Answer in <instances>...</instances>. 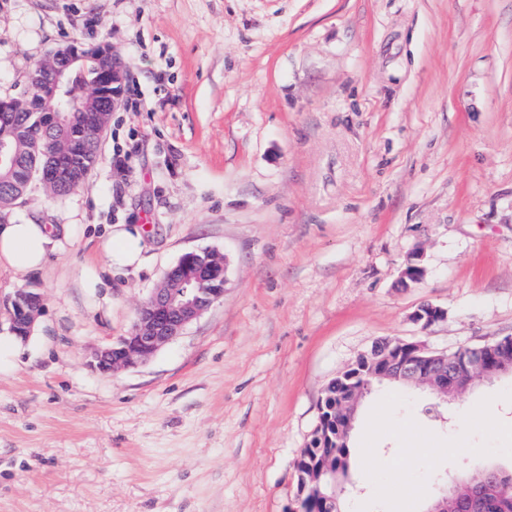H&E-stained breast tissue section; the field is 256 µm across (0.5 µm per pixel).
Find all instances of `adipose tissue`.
<instances>
[{"label":"adipose tissue","mask_w":512,"mask_h":512,"mask_svg":"<svg viewBox=\"0 0 512 512\" xmlns=\"http://www.w3.org/2000/svg\"><path fill=\"white\" fill-rule=\"evenodd\" d=\"M83 230L80 224L29 221L19 211H12L0 222V263L20 273L40 272L49 254L62 250ZM100 247L107 269L124 270L139 265L143 237L137 227L109 224L100 238Z\"/></svg>","instance_id":"1"}]
</instances>
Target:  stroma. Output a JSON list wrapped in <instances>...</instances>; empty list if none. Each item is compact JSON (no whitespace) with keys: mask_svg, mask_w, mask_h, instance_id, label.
Wrapping results in <instances>:
<instances>
[{"mask_svg":"<svg viewBox=\"0 0 512 512\" xmlns=\"http://www.w3.org/2000/svg\"><path fill=\"white\" fill-rule=\"evenodd\" d=\"M71 42L109 46L126 90L85 183L18 202L86 230L40 273L0 266V329L44 297L42 336L0 348V512H297L322 391L375 342L512 336V0H0V98ZM108 224L143 227V262L92 296ZM199 249L223 298L92 369ZM350 448L344 512H425L441 479L512 469V378L442 404L374 386Z\"/></svg>","mask_w":512,"mask_h":512,"instance_id":"obj_1","label":"stroma"}]
</instances>
